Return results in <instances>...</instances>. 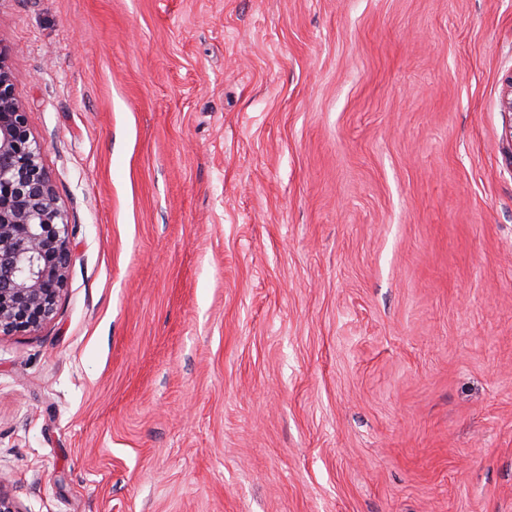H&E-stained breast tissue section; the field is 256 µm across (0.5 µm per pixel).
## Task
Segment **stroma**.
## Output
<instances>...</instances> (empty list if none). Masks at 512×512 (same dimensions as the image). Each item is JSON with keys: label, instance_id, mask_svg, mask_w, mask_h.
Returning a JSON list of instances; mask_svg holds the SVG:
<instances>
[{"label": "stroma", "instance_id": "obj_1", "mask_svg": "<svg viewBox=\"0 0 512 512\" xmlns=\"http://www.w3.org/2000/svg\"><path fill=\"white\" fill-rule=\"evenodd\" d=\"M76 257L0 335L21 512H512V0H0Z\"/></svg>", "mask_w": 512, "mask_h": 512}]
</instances>
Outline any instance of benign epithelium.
<instances>
[{"instance_id":"1","label":"benign epithelium","mask_w":512,"mask_h":512,"mask_svg":"<svg viewBox=\"0 0 512 512\" xmlns=\"http://www.w3.org/2000/svg\"><path fill=\"white\" fill-rule=\"evenodd\" d=\"M74 258L68 214L0 51V334L36 331L52 318Z\"/></svg>"}]
</instances>
